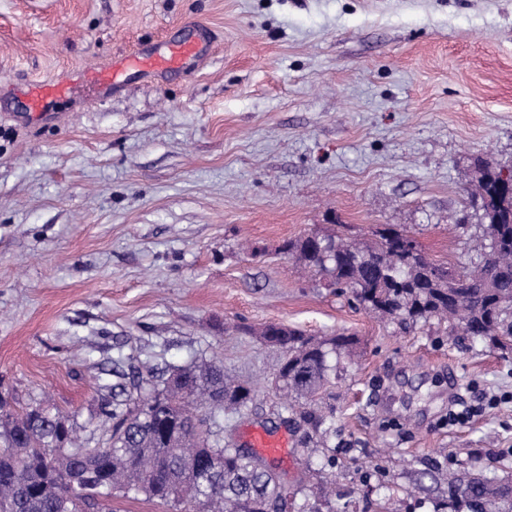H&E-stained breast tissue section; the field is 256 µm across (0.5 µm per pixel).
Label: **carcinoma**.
<instances>
[{
    "label": "carcinoma",
    "mask_w": 512,
    "mask_h": 512,
    "mask_svg": "<svg viewBox=\"0 0 512 512\" xmlns=\"http://www.w3.org/2000/svg\"><path fill=\"white\" fill-rule=\"evenodd\" d=\"M475 195L487 200L485 265L456 272L425 255L410 258L404 234L379 228L367 242L336 235L299 237L283 250L326 286L347 290L356 305L405 328L434 319L448 322V348L467 339L512 350V191L502 169L477 162ZM281 353L271 385L300 408L304 442L330 432L319 404L351 360L356 340L309 335L282 327L272 337ZM112 400L97 417L108 437L89 446L63 412L41 404L18 411L0 391V512H112L118 490L143 494L175 512L323 511L305 502L276 465L237 444L224 420L252 411L258 386L216 363L156 372L144 366L129 376L114 368ZM448 498L434 512H512V481L488 477L475 466L445 477Z\"/></svg>",
    "instance_id": "1"
}]
</instances>
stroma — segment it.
I'll return each mask as SVG.
<instances>
[{"label": "stroma", "instance_id": "1", "mask_svg": "<svg viewBox=\"0 0 512 512\" xmlns=\"http://www.w3.org/2000/svg\"><path fill=\"white\" fill-rule=\"evenodd\" d=\"M188 23L213 35L197 70L29 116L30 83ZM480 159L512 168V0H0V388L95 442L114 359H215L266 388L233 438L286 434L289 479L333 474L350 512H379L382 484L398 512H432L448 490L431 472L470 459L510 475L512 353L355 310L281 250L391 227L473 267ZM228 322L357 339L317 447L267 386L277 351Z\"/></svg>", "mask_w": 512, "mask_h": 512}]
</instances>
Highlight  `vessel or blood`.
<instances>
[{"label": "vessel or blood", "instance_id": "obj_1", "mask_svg": "<svg viewBox=\"0 0 512 512\" xmlns=\"http://www.w3.org/2000/svg\"><path fill=\"white\" fill-rule=\"evenodd\" d=\"M212 45L211 31L201 24L188 27L187 35L171 36L149 46L139 47L110 68L97 72H80L55 83L37 82L29 87L28 109L33 113L44 110L48 98L65 94L76 86L92 90L121 85L123 76L132 69L150 71L158 76L196 69L206 58ZM246 443L258 456L280 461L288 456V440L262 429L249 432Z\"/></svg>", "mask_w": 512, "mask_h": 512}]
</instances>
